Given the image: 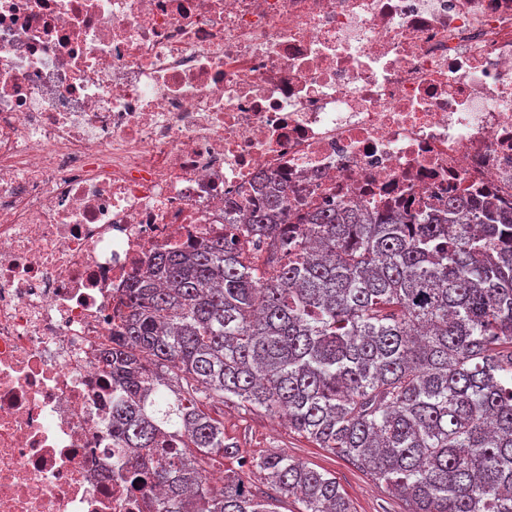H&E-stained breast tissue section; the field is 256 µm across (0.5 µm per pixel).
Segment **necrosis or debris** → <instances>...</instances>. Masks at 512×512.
Masks as SVG:
<instances>
[{
  "label": "necrosis or debris",
  "mask_w": 512,
  "mask_h": 512,
  "mask_svg": "<svg viewBox=\"0 0 512 512\" xmlns=\"http://www.w3.org/2000/svg\"><path fill=\"white\" fill-rule=\"evenodd\" d=\"M306 210L512 208V0H0V512H153L103 360L160 251Z\"/></svg>",
  "instance_id": "4bbe7bcc"
}]
</instances>
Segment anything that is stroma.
<instances>
[{
	"instance_id": "1",
	"label": "stroma",
	"mask_w": 512,
	"mask_h": 512,
	"mask_svg": "<svg viewBox=\"0 0 512 512\" xmlns=\"http://www.w3.org/2000/svg\"><path fill=\"white\" fill-rule=\"evenodd\" d=\"M227 442L237 444V455L225 457L217 471L239 470L241 463L256 461L276 452L305 462L309 467L333 473L349 500L351 512H405L401 500L381 485L291 430L285 419L232 402L219 406Z\"/></svg>"
}]
</instances>
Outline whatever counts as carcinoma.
I'll return each mask as SVG.
<instances>
[{
	"mask_svg": "<svg viewBox=\"0 0 512 512\" xmlns=\"http://www.w3.org/2000/svg\"><path fill=\"white\" fill-rule=\"evenodd\" d=\"M245 227L151 259L112 334V433L163 490L160 512H351L336 476L270 454L211 485L238 453L214 403L281 413L298 435L384 483L407 512H512V210L429 219L293 211L264 178ZM282 224H303L297 236ZM267 242L269 270L241 247Z\"/></svg>",
	"mask_w": 512,
	"mask_h": 512,
	"instance_id": "cac0c4a2",
	"label": "carcinoma"
}]
</instances>
